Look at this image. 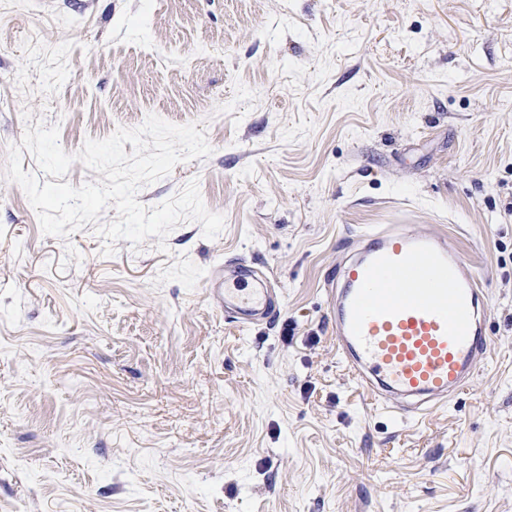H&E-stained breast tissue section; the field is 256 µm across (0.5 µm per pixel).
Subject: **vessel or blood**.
<instances>
[{
  "label": "vessel or blood",
  "instance_id": "obj_1",
  "mask_svg": "<svg viewBox=\"0 0 512 512\" xmlns=\"http://www.w3.org/2000/svg\"><path fill=\"white\" fill-rule=\"evenodd\" d=\"M359 243L330 291L338 359L388 415L447 408L488 354V296L477 272L447 236L410 226L374 229ZM209 295L245 327L276 312L268 280L239 265L218 266Z\"/></svg>",
  "mask_w": 512,
  "mask_h": 512
}]
</instances>
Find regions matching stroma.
I'll use <instances>...</instances> for the list:
<instances>
[{
	"label": "stroma",
	"instance_id": "35a3bbf8",
	"mask_svg": "<svg viewBox=\"0 0 512 512\" xmlns=\"http://www.w3.org/2000/svg\"><path fill=\"white\" fill-rule=\"evenodd\" d=\"M152 114L212 152L137 201L197 182L221 233L45 235L5 175L28 121L75 154ZM379 224L447 234L489 297V358L422 418L327 316ZM229 261L270 325L210 300ZM0 512H512V0H0ZM253 283L254 287L249 288ZM215 306L242 326L251 327L276 313L277 295L267 278L255 279L253 271L239 265H219L209 282Z\"/></svg>",
	"mask_w": 512,
	"mask_h": 512
}]
</instances>
